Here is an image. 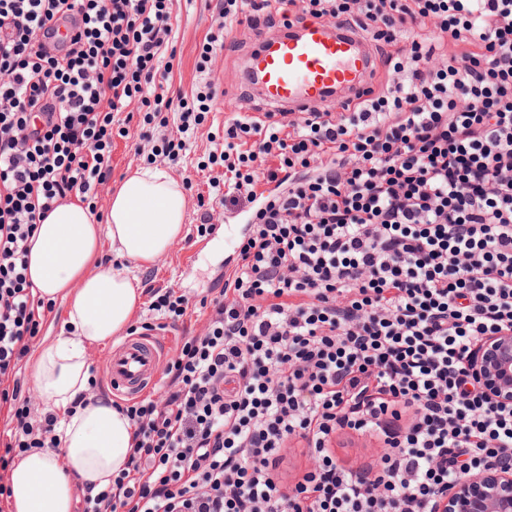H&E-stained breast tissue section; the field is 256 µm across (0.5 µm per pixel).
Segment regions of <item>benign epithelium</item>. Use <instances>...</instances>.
<instances>
[{"label":"benign epithelium","instance_id":"1","mask_svg":"<svg viewBox=\"0 0 512 512\" xmlns=\"http://www.w3.org/2000/svg\"><path fill=\"white\" fill-rule=\"evenodd\" d=\"M468 371L492 402L512 405V331L478 343ZM434 512H512V470L488 466L462 476L436 498Z\"/></svg>","mask_w":512,"mask_h":512}]
</instances>
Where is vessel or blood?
<instances>
[{"instance_id":"1","label":"vessel or blood","mask_w":512,"mask_h":512,"mask_svg":"<svg viewBox=\"0 0 512 512\" xmlns=\"http://www.w3.org/2000/svg\"><path fill=\"white\" fill-rule=\"evenodd\" d=\"M258 95L268 111L308 112L333 93L355 100L376 81L375 54L360 32L310 20L277 37L260 36L251 58ZM167 358L149 336H132L111 348L104 374L116 398H137L158 381Z\"/></svg>"}]
</instances>
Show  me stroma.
Instances as JSON below:
<instances>
[{
	"mask_svg": "<svg viewBox=\"0 0 512 512\" xmlns=\"http://www.w3.org/2000/svg\"><path fill=\"white\" fill-rule=\"evenodd\" d=\"M220 0H174L170 48L175 51L172 70L166 82L170 95H192L213 82L216 91L203 124L188 132L187 150L179 162L155 156L162 139L175 132V123L144 125L141 112H134L128 123V136H114L110 184H117L131 169L154 161L156 167L167 170L180 184L188 208L181 238L154 263L137 268L135 274L143 289L175 288L192 300H200L211 289L224 286V266L230 256L224 251V239L231 234L245 235L251 205L239 207L222 203L224 170L220 167L201 169L213 151L224 145V122L234 113L253 114L261 104L248 92L244 72L247 55L255 46V36L248 25L234 26L230 41L225 44L215 71L204 74L197 70L198 50L206 37L217 32ZM213 214L212 224L202 221L204 211ZM197 251L194 261H187L190 251ZM382 453L377 441L345 432L336 439L337 464L357 471L378 460Z\"/></svg>",
	"mask_w": 512,
	"mask_h": 512,
	"instance_id": "35a3bbf8",
	"label": "stroma"
}]
</instances>
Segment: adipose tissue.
I'll return each instance as SVG.
<instances>
[{"instance_id":"adipose-tissue-1","label":"adipose tissue","mask_w":512,"mask_h":512,"mask_svg":"<svg viewBox=\"0 0 512 512\" xmlns=\"http://www.w3.org/2000/svg\"><path fill=\"white\" fill-rule=\"evenodd\" d=\"M186 196L165 170L140 168L126 175L98 221L80 197L67 198L38 226L28 276L41 298L63 300L69 333L35 351L34 384L62 426L53 448L34 449L9 474L12 512H72L74 484L104 487L126 468L133 443L128 418L100 400L74 407L88 388L90 347L125 333L141 290L127 264H148L180 237ZM109 239L115 263L97 261Z\"/></svg>"}]
</instances>
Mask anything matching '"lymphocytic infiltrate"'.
Wrapping results in <instances>:
<instances>
[{"instance_id": "obj_1", "label": "lymphocytic infiltrate", "mask_w": 512, "mask_h": 512, "mask_svg": "<svg viewBox=\"0 0 512 512\" xmlns=\"http://www.w3.org/2000/svg\"><path fill=\"white\" fill-rule=\"evenodd\" d=\"M282 3L389 45L393 82L337 114L225 121L209 160L231 202H256L249 233L166 385L118 404L130 461L108 488L81 486L83 512H433L462 475L512 469V406L466 373L512 329V0H224L220 26L259 30ZM171 18L172 0H0V471L59 424L16 379L46 319L27 275L39 224L106 189L132 102L148 123L178 114L171 161L210 110L212 92H161ZM343 429L382 440L375 468L337 465ZM293 439L316 465L286 490Z\"/></svg>"}]
</instances>
